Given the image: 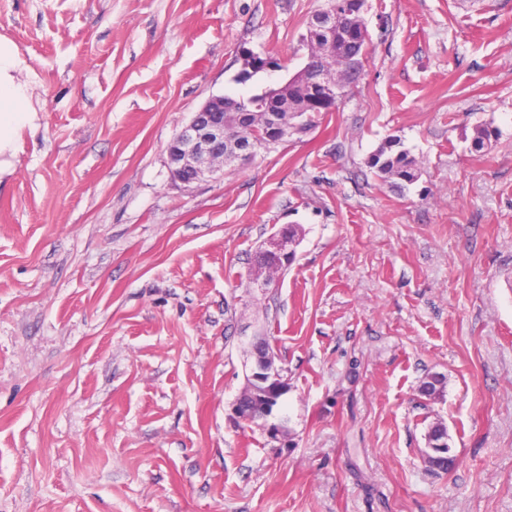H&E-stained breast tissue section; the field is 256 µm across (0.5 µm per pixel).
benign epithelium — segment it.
I'll list each match as a JSON object with an SVG mask.
<instances>
[{
    "label": "benign epithelium",
    "mask_w": 512,
    "mask_h": 512,
    "mask_svg": "<svg viewBox=\"0 0 512 512\" xmlns=\"http://www.w3.org/2000/svg\"><path fill=\"white\" fill-rule=\"evenodd\" d=\"M343 18L354 28L360 22V11L343 13L335 0H325V4L309 19L307 32L334 27ZM350 72V67L336 65L335 52L327 50L320 58L307 61L302 77L326 92H334L342 84L341 76ZM281 105L282 110L288 113L283 120L263 107L256 106L250 113L235 105H225L222 96L208 99L168 144L171 179L181 184H192L220 178L224 176L228 154L241 165L252 162L258 146L255 133L260 128L266 137L281 131L289 135L303 132L307 114L286 97L281 100ZM248 116L253 117V125L249 126L252 136L246 138L242 134V126L243 119ZM250 376L264 386L266 397L271 400L281 392L280 385L287 382L274 355L253 357ZM233 411L240 422L261 426L272 441L281 442L288 436L282 425L268 422L269 414L265 411L258 412L253 408L245 411L238 402L233 404Z\"/></svg>",
    "instance_id": "obj_1"
}]
</instances>
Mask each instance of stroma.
I'll list each match as a JSON object with an SVG mask.
<instances>
[{
	"instance_id": "35a3bbf8",
	"label": "stroma",
	"mask_w": 512,
	"mask_h": 512,
	"mask_svg": "<svg viewBox=\"0 0 512 512\" xmlns=\"http://www.w3.org/2000/svg\"><path fill=\"white\" fill-rule=\"evenodd\" d=\"M322 3L0 0L38 112L0 177V512H512V0H367L336 111L170 178L206 100L304 66ZM393 137L421 168L403 191L368 166ZM288 224L294 262L255 288ZM257 336L283 448L232 413ZM277 362L275 355H267L263 358L256 355L253 357L249 374L253 380L264 386L266 397L271 402L274 396L281 392L280 385L288 384V380L283 375L284 370ZM443 436H446L444 446H442L443 442H439V445H441L442 447H434V448H431V450H434L436 448V450L439 452L438 467L440 469H442L444 471V473H446V472L450 471L455 465V458L453 455H451L450 456L451 457V466L448 470V460H449L448 454L451 452V448L448 444V429H447V427L441 422H436L429 427V429L427 430V433L425 435L428 445L431 444L432 440L437 441L440 438H442Z\"/></svg>"
}]
</instances>
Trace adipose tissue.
<instances>
[{
    "mask_svg": "<svg viewBox=\"0 0 512 512\" xmlns=\"http://www.w3.org/2000/svg\"><path fill=\"white\" fill-rule=\"evenodd\" d=\"M27 67L16 45L0 36V173L11 168L21 131L35 125L28 85L20 78Z\"/></svg>",
    "mask_w": 512,
    "mask_h": 512,
    "instance_id": "ef3b65f1",
    "label": "adipose tissue"
}]
</instances>
